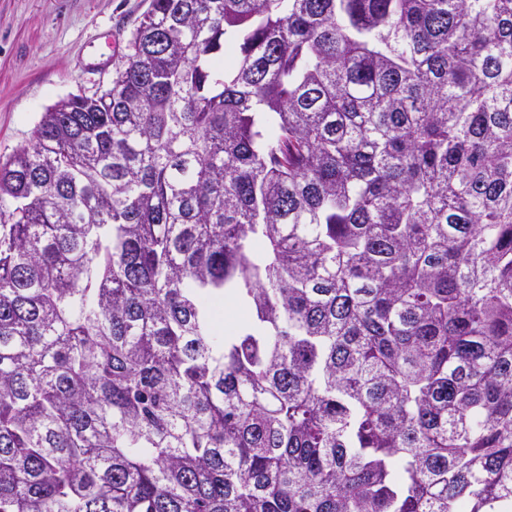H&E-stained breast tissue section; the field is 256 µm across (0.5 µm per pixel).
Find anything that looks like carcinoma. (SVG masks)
I'll list each match as a JSON object with an SVG mask.
<instances>
[{
  "mask_svg": "<svg viewBox=\"0 0 512 512\" xmlns=\"http://www.w3.org/2000/svg\"><path fill=\"white\" fill-rule=\"evenodd\" d=\"M0 512H512V0H151L0 163Z\"/></svg>",
  "mask_w": 512,
  "mask_h": 512,
  "instance_id": "1",
  "label": "carcinoma"
}]
</instances>
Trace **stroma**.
I'll return each instance as SVG.
<instances>
[{"label":"stroma","instance_id":"obj_1","mask_svg":"<svg viewBox=\"0 0 512 512\" xmlns=\"http://www.w3.org/2000/svg\"><path fill=\"white\" fill-rule=\"evenodd\" d=\"M150 0H0V159L46 108L112 85Z\"/></svg>","mask_w":512,"mask_h":512}]
</instances>
